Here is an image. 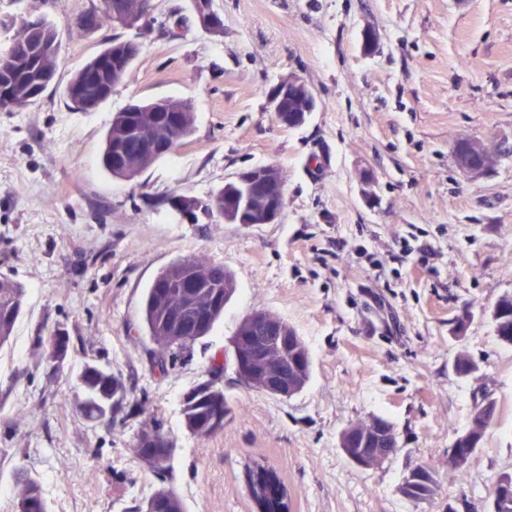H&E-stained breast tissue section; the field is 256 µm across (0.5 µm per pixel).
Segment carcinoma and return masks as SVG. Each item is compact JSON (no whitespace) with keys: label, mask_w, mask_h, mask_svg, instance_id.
<instances>
[{"label":"carcinoma","mask_w":512,"mask_h":512,"mask_svg":"<svg viewBox=\"0 0 512 512\" xmlns=\"http://www.w3.org/2000/svg\"><path fill=\"white\" fill-rule=\"evenodd\" d=\"M112 23L110 9L92 10L84 14L78 26L85 31L99 29ZM15 42L24 46L12 55L10 67L0 69V91H7L8 99L0 98V110H12L22 106L31 94L41 96L50 83L43 74L57 75L61 58L55 44L59 43V33L47 19L38 17L25 19L20 26V36ZM103 51L113 54V61L97 69V80L88 82L87 73L94 68L95 59H90L71 77L66 86V96L73 108L85 111L86 98L98 94L101 88L116 86L128 68L138 58L141 43L133 39H114L107 43ZM171 107L178 111L181 123L177 131L169 130L165 112H127L120 110L112 114V119L104 136L102 163L114 177L132 179L168 156V153H146L139 155L134 145L126 148L122 163L115 165L113 155L120 144L126 143L127 129L135 130L141 137L152 140L171 141L170 151H175L187 139L194 127V112L189 100L171 96ZM214 207L208 213H217L224 220L238 223L237 211L240 198L234 194H224L219 189L213 196ZM190 266L202 277L207 287L199 289L193 297H188L185 289L160 287L182 267ZM236 292L233 274L221 263L190 257L171 263L163 269L148 288L143 308L144 323L156 348L151 352L152 371L164 377L174 358L190 354L195 342L208 334L215 321L224 313V308ZM25 290L22 284L7 275L0 274V348L10 341L14 326L22 313ZM497 303L507 310L508 317L495 327V334L502 344L512 347V294L501 295ZM208 316L207 330L196 335L190 332L179 338L175 336V321L183 322L193 329L198 312ZM251 327L255 349L263 352L272 347V338L260 326L251 324L246 317L237 332ZM71 336L64 328H56L47 336L37 337L41 361L54 373L69 367ZM81 395L77 397V411L91 421L124 419L145 414L143 403L128 398L126 384L119 374L85 362L76 373ZM185 428L194 436L209 438L224 430V416L229 408L224 402V390L210 378L203 380L185 393L180 401ZM133 449L139 466L150 472L158 481V486L146 499L133 506L131 512H184L182 500L170 487L173 444L162 432V422L150 416L142 422L133 439ZM16 494L14 512H49L42 486L29 472L18 467L14 470ZM248 492L260 512H290L288 489L280 475L273 469L258 463L246 470Z\"/></svg>","instance_id":"1"}]
</instances>
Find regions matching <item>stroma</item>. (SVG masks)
I'll use <instances>...</instances> for the list:
<instances>
[{
  "label": "stroma",
  "mask_w": 512,
  "mask_h": 512,
  "mask_svg": "<svg viewBox=\"0 0 512 512\" xmlns=\"http://www.w3.org/2000/svg\"><path fill=\"white\" fill-rule=\"evenodd\" d=\"M103 0H0V53L21 18L58 30L62 66L33 104L0 111V273L26 290L10 345L0 348V512H12L13 471L37 479L50 512H124L157 485L133 453L140 418L107 425L75 409L73 369L121 373L130 399L147 400L174 446L171 483L185 512H252L243 473L275 468L292 512H446L464 497L488 512L489 489L512 472V347L488 309L512 293V0H214L224 28L205 32L189 0H151L158 25L139 57L91 112L72 108L71 76L112 38L79 18ZM377 33L364 52V31ZM291 76L317 102L283 126L269 94ZM191 101L193 134L134 179L102 167L113 112L134 100ZM499 155L479 179L456 164L457 140ZM285 176L277 223L190 222L166 202L201 201L256 166ZM409 256H401L402 246ZM206 258L230 270L237 293L208 336L166 376L150 372L147 288L171 262ZM463 337L448 331L462 309ZM263 310L294 327L310 350L299 393L272 397L235 373L230 340ZM71 336L73 369L53 374L37 336ZM479 368L457 377L458 351ZM224 361L231 410L224 430L185 429L182 394ZM497 419L463 469L448 466L474 403ZM390 421L400 450L378 469L339 447L349 424ZM437 478L415 504L398 486L411 468Z\"/></svg>",
  "instance_id": "obj_1"
}]
</instances>
